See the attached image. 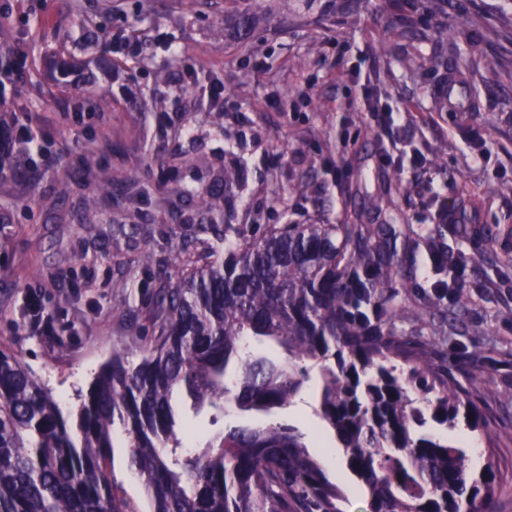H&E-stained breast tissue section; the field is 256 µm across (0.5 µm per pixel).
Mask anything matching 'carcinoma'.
Returning a JSON list of instances; mask_svg holds the SVG:
<instances>
[{
  "instance_id": "carcinoma-1",
  "label": "carcinoma",
  "mask_w": 512,
  "mask_h": 512,
  "mask_svg": "<svg viewBox=\"0 0 512 512\" xmlns=\"http://www.w3.org/2000/svg\"><path fill=\"white\" fill-rule=\"evenodd\" d=\"M242 47L251 48V8L236 9ZM470 27L455 15L420 30L457 44ZM412 64L430 73L443 54L416 50ZM94 187L78 211L102 215L104 194L125 184L147 192L120 170L91 172ZM245 184L238 165L196 194L165 186L170 214L214 234L172 249L174 274L156 292L153 336H130L94 376L76 410L63 412L52 390L15 354L0 348V512H344L340 492L304 436L290 425H235L183 450L176 399L224 404L270 415L302 395L309 362L321 385L314 411L344 448L366 496L364 512H494L497 473L474 471L467 452L424 430L452 428L464 416L483 427L474 400L480 385L448 381L430 360L422 328L388 327L396 307L397 271L388 241L370 224H274L258 239L242 236L234 200ZM453 262L447 290L467 298ZM409 366L403 376L394 362ZM436 393L417 405L415 390ZM130 444L127 469L145 502L128 497L113 475L115 427Z\"/></svg>"
}]
</instances>
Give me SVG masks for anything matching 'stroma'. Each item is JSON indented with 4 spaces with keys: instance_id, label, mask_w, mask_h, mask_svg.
<instances>
[{
    "instance_id": "obj_1",
    "label": "stroma",
    "mask_w": 512,
    "mask_h": 512,
    "mask_svg": "<svg viewBox=\"0 0 512 512\" xmlns=\"http://www.w3.org/2000/svg\"><path fill=\"white\" fill-rule=\"evenodd\" d=\"M224 0H0L13 30L0 41V73L10 74L0 110V148L32 177L0 179V347L20 356L62 407L78 404L95 373L124 345L129 321L152 333L149 312L175 243L201 236L171 218L160 192L180 182L197 191L216 183L237 146L246 183L237 223L248 237L268 224H387L397 279L411 282L410 303L429 287L424 243L407 244L406 225L438 228L442 209L475 201L474 225L512 224V0H448L470 15L461 45L469 65L448 76L410 66V32L394 20L403 0H299L276 14L258 0L244 54L225 22ZM139 54L124 55L126 39ZM112 102L97 107L99 95ZM392 113L399 139L378 118ZM41 152L25 151L22 128ZM179 150L183 162L159 166L152 155ZM109 166L152 184L134 198L116 187L111 223L74 219L88 193V170ZM466 260L462 310L443 303L434 358L449 378L478 372L483 431L461 439L492 464L501 488L496 512H512V238L487 248L481 237L453 240ZM151 264H143V253ZM38 301L43 331L26 313ZM278 411L275 421L307 435L341 488L347 512L364 496L311 403Z\"/></svg>"
}]
</instances>
